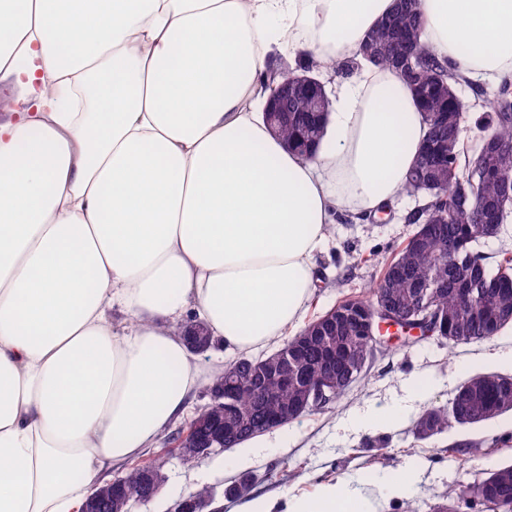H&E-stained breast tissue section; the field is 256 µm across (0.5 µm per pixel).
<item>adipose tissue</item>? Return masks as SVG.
<instances>
[{
	"instance_id": "adipose-tissue-1",
	"label": "adipose tissue",
	"mask_w": 512,
	"mask_h": 512,
	"mask_svg": "<svg viewBox=\"0 0 512 512\" xmlns=\"http://www.w3.org/2000/svg\"><path fill=\"white\" fill-rule=\"evenodd\" d=\"M393 0H0V512H74L201 385L179 327L228 352L302 319L340 212L402 194L427 126L363 64L312 156L258 104L274 49L352 57ZM423 39L481 81L512 73V0H419ZM89 111L69 109L73 92ZM125 318L116 322L113 311ZM286 512H374L344 483Z\"/></svg>"
}]
</instances>
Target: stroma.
I'll return each instance as SVG.
<instances>
[{"mask_svg":"<svg viewBox=\"0 0 512 512\" xmlns=\"http://www.w3.org/2000/svg\"><path fill=\"white\" fill-rule=\"evenodd\" d=\"M419 198L400 196L393 217L382 223L368 218L357 224L338 219L328 244L318 256L315 283L307 314L324 311L343 297L363 295L379 277L377 264H359L360 254L376 253L379 261L414 230L408 217ZM512 329L492 340L447 347L426 339L406 347L393 346L372 365L341 399L262 434L258 448H229L195 464L169 449L163 468L165 483L158 497L135 505L132 512H168L182 494L201 485L213 487L217 512H238L245 498L266 497L284 502L288 496H314L324 482L347 481L373 501L377 512H403L413 502L429 512L453 486L473 484L512 462V412L474 427L416 440L412 421L430 405H446L457 386L479 372L512 374ZM399 405L405 410L397 424L353 428V417ZM477 441V453L453 454L451 443ZM414 467L417 480L407 499H386L379 485ZM254 481L243 497H227V488L243 474Z\"/></svg>","mask_w":512,"mask_h":512,"instance_id":"stroma-1","label":"stroma"}]
</instances>
